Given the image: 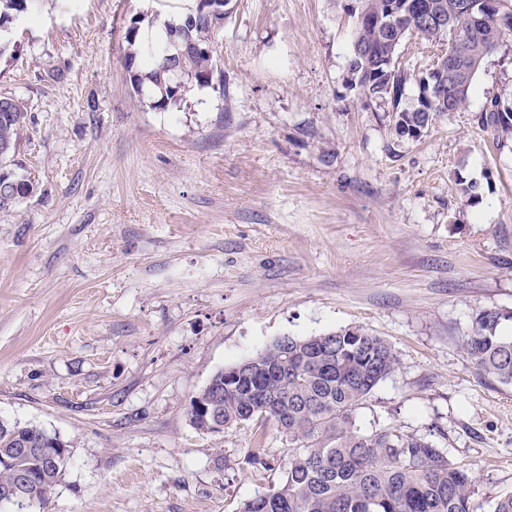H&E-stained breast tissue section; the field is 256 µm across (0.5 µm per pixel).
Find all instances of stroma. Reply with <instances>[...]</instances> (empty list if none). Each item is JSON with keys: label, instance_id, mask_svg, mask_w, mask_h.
<instances>
[{"label": "stroma", "instance_id": "stroma-1", "mask_svg": "<svg viewBox=\"0 0 512 512\" xmlns=\"http://www.w3.org/2000/svg\"><path fill=\"white\" fill-rule=\"evenodd\" d=\"M148 4L196 2L37 0L0 54L34 184L0 210V419L70 446L29 512H240L283 479L288 442L266 422L268 464L251 465V426L200 432L192 397L283 337L355 327L398 359L357 427L435 441L493 512L512 492V386L461 339L478 311H512V138L475 121L512 103V36L465 110L412 139L352 86L358 0H231L221 86L167 110L125 67ZM439 51L402 42V107Z\"/></svg>", "mask_w": 512, "mask_h": 512}]
</instances>
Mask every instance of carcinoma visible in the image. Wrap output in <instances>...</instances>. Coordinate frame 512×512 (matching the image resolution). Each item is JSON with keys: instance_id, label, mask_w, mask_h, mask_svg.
Wrapping results in <instances>:
<instances>
[{"instance_id": "1", "label": "carcinoma", "mask_w": 512, "mask_h": 512, "mask_svg": "<svg viewBox=\"0 0 512 512\" xmlns=\"http://www.w3.org/2000/svg\"><path fill=\"white\" fill-rule=\"evenodd\" d=\"M461 0H404L400 15L386 13L390 0H360L359 21L353 47L372 54L352 53L350 68L355 85L374 100L393 105L394 129L401 137L418 138L439 112L466 108L468 90L482 62L504 45L512 27L500 24L503 13L512 14V0H475L481 21L461 17ZM35 0H0V25L33 10ZM438 15L454 26L448 33L430 20ZM417 34L429 41L448 38L443 57L456 62L458 71L442 82L434 105L399 108L407 75L389 59L402 40ZM125 61L131 64L130 83L135 93L154 107L164 109L183 101L194 88L212 85L217 66L207 55L183 60L193 79L172 90V75L160 66L169 51V39H144L126 34ZM390 64L391 80L376 82L367 70ZM12 111L0 112V209L14 206L24 189L34 190L22 174L18 159L27 104L10 98ZM478 125L502 137L512 136V106L498 100L475 115ZM512 314L484 309L473 319L462 348L471 364L503 384H512V336L502 326ZM398 364L391 345L361 329H340L305 338L284 337L256 356L233 366L243 382L233 389L224 383V371L210 380L211 388L199 392L218 400L224 426L253 427L273 420L294 445L281 482L268 493L250 499L241 512H470L472 478L425 437L397 429L363 432L354 415L372 390L389 377ZM60 436L37 426L0 420V493L14 486L23 471L40 475L23 503L3 501L23 510L49 501L66 469L59 448L47 441ZM23 439L41 452L18 457L13 445ZM263 435L253 434L248 462L266 465Z\"/></svg>"}]
</instances>
